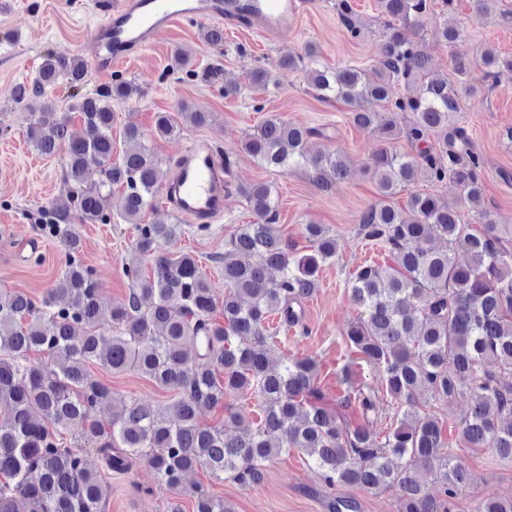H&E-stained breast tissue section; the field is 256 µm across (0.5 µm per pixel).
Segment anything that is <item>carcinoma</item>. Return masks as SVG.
I'll list each match as a JSON object with an SVG mask.
<instances>
[{
	"instance_id": "carcinoma-1",
	"label": "carcinoma",
	"mask_w": 512,
	"mask_h": 512,
	"mask_svg": "<svg viewBox=\"0 0 512 512\" xmlns=\"http://www.w3.org/2000/svg\"><path fill=\"white\" fill-rule=\"evenodd\" d=\"M387 17L377 65L309 69L311 85L324 97L352 108L353 122L377 133L380 147L368 171L379 201L360 215L359 230L384 245L388 261L356 268L349 289L359 313L348 326L351 352L373 368L391 400L403 409L399 424L383 439L366 424L379 408L364 388L352 386L354 363L342 370L351 386L338 397L355 407L365 423L354 426L327 403L317 386L318 366L309 357L275 355L265 323L277 315L291 327L302 324L305 300L320 288L322 267L336 255V237L322 224L305 225L310 246L301 253L276 229L275 188L267 182L240 187L253 224H241L224 245V301L200 270L195 256L174 252L180 224H142L158 192L157 161L135 125L122 130L126 148L112 161V100L133 92L120 76L94 93L83 88L88 68L80 56L45 54L38 76L17 87L19 100L38 101L45 87L69 84L82 128L70 118L35 121L27 139L41 155L64 153L65 193L48 207L43 231L64 246L60 278L44 297L0 290V512H103L101 475L88 453L102 455L111 470L144 459L158 484L194 499L193 512H232L224 500L201 486H184L199 468L242 487L264 479L267 463L297 448L307 455L326 492L327 512H357L356 503L336 497L341 485L397 492V512H450L448 500L472 480L465 464L449 452L443 423L419 411L422 391L448 404L464 399L469 415L462 439L470 448H493L512 461V229L501 231L484 204L482 160L464 127L456 123L461 89L474 66L497 79L512 72V57L492 47L473 57H455L447 73L409 38L428 0H378ZM339 16L358 34L351 0H339ZM190 56L177 49L167 73L187 72L219 84V66L190 69ZM411 113L403 126L402 114ZM154 133L176 136L180 128L163 112ZM419 144L437 137L438 151L418 157L400 154V134ZM310 131L272 116L247 134L241 148L258 163L286 173L307 166L322 191L342 183L349 160L338 151L308 156ZM99 180L85 181L88 166ZM450 179L479 217L477 230L429 193H410L405 206L393 198L424 180ZM122 188L112 200V188ZM116 216L134 224L139 255L152 262L143 276L127 273L134 288L120 304H104L94 271L79 260V224ZM440 239L444 247L426 245ZM46 353L57 369L30 360ZM118 374L136 371L157 386L175 391L166 406L118 397L96 380L89 365ZM258 400L253 427L229 396ZM224 409L223 421L200 420L205 409ZM109 409V418L98 413ZM443 470L440 495L424 475Z\"/></svg>"
}]
</instances>
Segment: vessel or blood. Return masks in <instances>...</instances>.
I'll use <instances>...</instances> for the list:
<instances>
[{"mask_svg":"<svg viewBox=\"0 0 512 512\" xmlns=\"http://www.w3.org/2000/svg\"><path fill=\"white\" fill-rule=\"evenodd\" d=\"M307 6V0H114L105 19L90 31L85 50L94 69L108 75L138 57L175 22L234 25L244 17L259 35L280 38ZM229 189L222 156L209 140L198 138L180 151L163 199L173 212L208 224L223 215Z\"/></svg>","mask_w":512,"mask_h":512,"instance_id":"vessel-or-blood-1","label":"vessel or blood"}]
</instances>
